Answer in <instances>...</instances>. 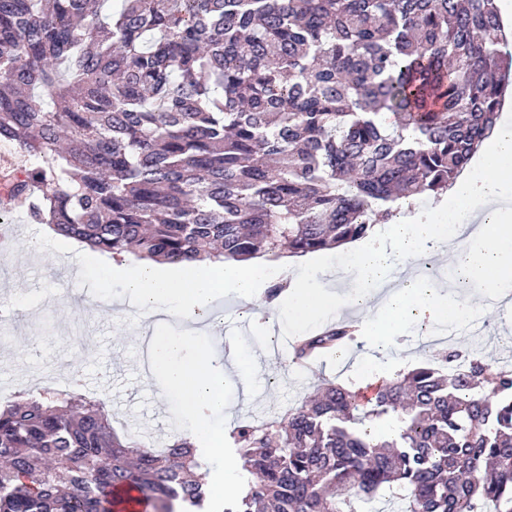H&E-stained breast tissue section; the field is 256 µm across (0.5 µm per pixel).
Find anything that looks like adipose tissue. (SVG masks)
Wrapping results in <instances>:
<instances>
[{
	"instance_id": "obj_1",
	"label": "adipose tissue",
	"mask_w": 512,
	"mask_h": 512,
	"mask_svg": "<svg viewBox=\"0 0 512 512\" xmlns=\"http://www.w3.org/2000/svg\"><path fill=\"white\" fill-rule=\"evenodd\" d=\"M490 139V151L477 153L446 200L403 204L397 222L375 225L367 238L348 244L344 269L319 266L304 256L269 260L262 255L184 267H161L147 259L113 267V276L123 280L139 308L185 323L181 335L154 338L153 366L161 391L184 402L187 438H207L208 455L223 460L225 486L233 484L236 463L224 456L227 426L215 418L224 412L228 371L205 347L190 360L180 358L198 336L197 324L205 320L215 291L252 304L254 319L279 313L298 328L352 308L362 315L365 336L395 348L408 319L437 324L460 316L512 284V121H496ZM429 243L452 261L451 283L416 275ZM394 265L403 274L392 279L388 270ZM276 282L288 288L282 298L266 302Z\"/></svg>"
}]
</instances>
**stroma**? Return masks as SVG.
<instances>
[{
    "instance_id": "1",
    "label": "stroma",
    "mask_w": 512,
    "mask_h": 512,
    "mask_svg": "<svg viewBox=\"0 0 512 512\" xmlns=\"http://www.w3.org/2000/svg\"><path fill=\"white\" fill-rule=\"evenodd\" d=\"M27 159L10 145H0V225H10L17 247L0 260V304L18 317L0 322V406L18 393H33L40 380L66 374L69 366L82 370L88 392L105 393L112 410V426L157 447H165L181 432L183 406L174 395H161L158 378L144 371L142 336L181 332L178 321L158 324L155 316L133 307H118L124 295L121 280L112 275V258L97 254L88 261L75 254L72 240L46 234L25 208L11 201L5 190ZM40 248H30V240ZM451 347L478 354L495 366H512V294L501 298L492 313L475 311L463 324H448ZM435 327L409 329L402 348L382 347L357 336L345 362L336 357L317 360L311 369L291 364V348L283 344L288 328L278 322H249L241 330L242 343L256 351L253 375L247 384L228 377L224 411L230 425L261 423L313 394L329 379L364 391L399 371L431 358ZM87 336L84 345L72 335Z\"/></svg>"
}]
</instances>
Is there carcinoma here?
Returning a JSON list of instances; mask_svg holds the SVG:
<instances>
[{
    "label": "carcinoma",
    "instance_id": "obj_1",
    "mask_svg": "<svg viewBox=\"0 0 512 512\" xmlns=\"http://www.w3.org/2000/svg\"><path fill=\"white\" fill-rule=\"evenodd\" d=\"M0 0L9 194L92 249L144 259L304 255L445 193L512 74L495 0ZM357 328L302 337L293 362ZM388 418L390 435L367 422ZM242 491L213 512H512V368L444 349L364 402L324 382L231 432ZM205 462L112 429L105 401L0 408V512H207Z\"/></svg>",
    "mask_w": 512,
    "mask_h": 512
}]
</instances>
